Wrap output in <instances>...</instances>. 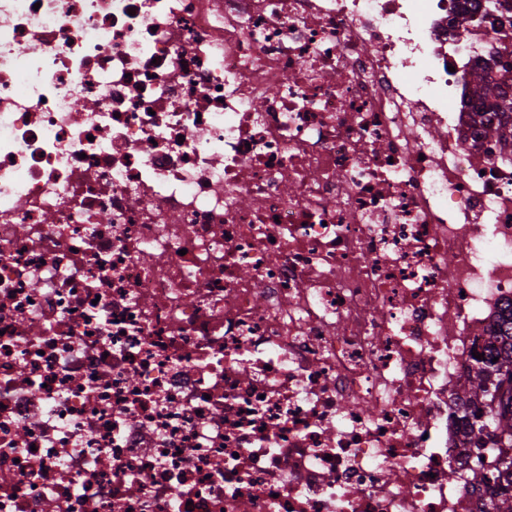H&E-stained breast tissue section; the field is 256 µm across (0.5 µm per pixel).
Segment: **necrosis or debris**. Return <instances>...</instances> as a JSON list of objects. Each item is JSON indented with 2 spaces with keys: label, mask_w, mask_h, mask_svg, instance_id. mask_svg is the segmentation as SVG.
<instances>
[{
  "label": "necrosis or debris",
  "mask_w": 512,
  "mask_h": 512,
  "mask_svg": "<svg viewBox=\"0 0 512 512\" xmlns=\"http://www.w3.org/2000/svg\"><path fill=\"white\" fill-rule=\"evenodd\" d=\"M483 12L0 0V512H485Z\"/></svg>",
  "instance_id": "obj_1"
}]
</instances>
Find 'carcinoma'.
<instances>
[{
    "instance_id": "cac0c4a2",
    "label": "carcinoma",
    "mask_w": 512,
    "mask_h": 512,
    "mask_svg": "<svg viewBox=\"0 0 512 512\" xmlns=\"http://www.w3.org/2000/svg\"><path fill=\"white\" fill-rule=\"evenodd\" d=\"M469 84L489 114L482 123L484 133L512 139V61L501 62L494 78L486 70L470 73ZM460 398L478 407L469 423L470 433L476 447L498 449L499 477L508 480L487 512H512V310L505 311L499 334L472 369Z\"/></svg>"
}]
</instances>
